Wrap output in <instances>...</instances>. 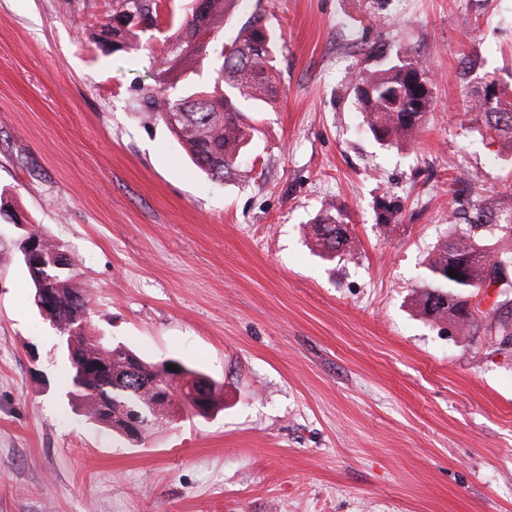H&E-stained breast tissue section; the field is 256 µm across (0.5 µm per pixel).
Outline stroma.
<instances>
[{"label":"stroma","mask_w":512,"mask_h":512,"mask_svg":"<svg viewBox=\"0 0 512 512\" xmlns=\"http://www.w3.org/2000/svg\"><path fill=\"white\" fill-rule=\"evenodd\" d=\"M117 0H0V512H512V340L491 302L459 335L416 302L427 263L512 165L470 106L512 93V0H249L279 34V99L213 181L138 109L155 38L104 49ZM433 75L419 134L383 146L344 86L376 39ZM402 207L382 222L380 203ZM350 253L309 225L327 202ZM21 214L90 293L91 336L224 388L132 446L68 405L20 261ZM345 219V215L336 207V203L329 202L317 222L311 226L312 238L331 258L349 245V229ZM339 230H343L346 234L341 239H339Z\"/></svg>","instance_id":"1"}]
</instances>
